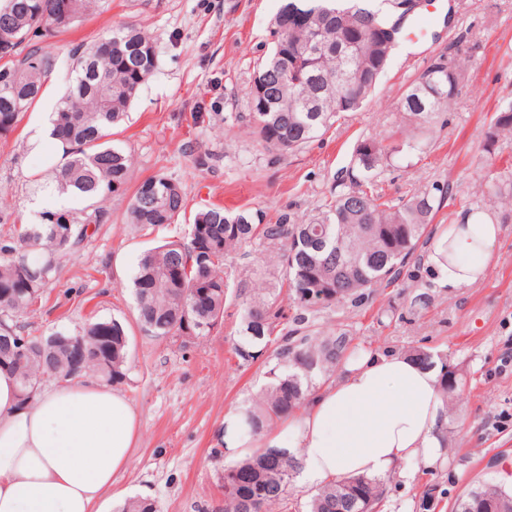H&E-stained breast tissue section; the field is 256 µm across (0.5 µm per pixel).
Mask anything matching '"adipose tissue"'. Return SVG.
Instances as JSON below:
<instances>
[{
  "mask_svg": "<svg viewBox=\"0 0 512 512\" xmlns=\"http://www.w3.org/2000/svg\"><path fill=\"white\" fill-rule=\"evenodd\" d=\"M501 229L459 213L428 254L437 287L487 275ZM444 405L437 369L397 354H367L320 386L291 422L290 449L304 480L399 475L416 458L434 463ZM140 440L137 413L91 375L40 383L22 400L13 369L0 366V512H112V483Z\"/></svg>",
  "mask_w": 512,
  "mask_h": 512,
  "instance_id": "ef3b65f1",
  "label": "adipose tissue"
}]
</instances>
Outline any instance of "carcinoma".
Wrapping results in <instances>:
<instances>
[{
  "label": "carcinoma",
  "instance_id": "cac0c4a2",
  "mask_svg": "<svg viewBox=\"0 0 512 512\" xmlns=\"http://www.w3.org/2000/svg\"><path fill=\"white\" fill-rule=\"evenodd\" d=\"M97 0H3L0 3V137L41 98L58 58L40 46L44 38L77 25ZM406 17L392 0H282L271 28L272 47L247 90L244 116L263 148L279 156L312 142L344 112H356L375 91L397 46ZM71 83L52 112L50 136L62 145L63 166L54 179L59 191L84 203L81 209L47 210L38 222L22 224L0 242V364L19 373L21 398L38 378H72L76 356L81 373L121 384L130 373L129 337L118 318L90 321L78 332L22 336L14 318L29 310L51 286L60 260L87 237L90 225L106 221L100 203L126 192L132 179L129 152L112 142V130L127 117L141 86L156 70L155 41L135 24L112 29L92 45L69 50ZM469 71L468 59L442 55L412 83L401 111L414 128L429 129L436 114L451 108ZM512 134V103L501 108L486 133L489 148L481 169L493 166L490 146ZM399 146L370 137L355 150L366 188L336 194L334 203L301 224H264L259 214L198 211L187 239L166 241L138 257L132 278L137 320L159 339H200L224 323L228 297L242 300L234 352L248 362L277 344L279 363L255 408L240 415L239 431L262 442L268 429L303 407L315 380L358 356L354 336L340 329L329 336L309 333L317 313L340 305L359 308L371 288L398 280L413 257L441 201L423 193L392 205L371 188L375 170ZM185 210L181 184L167 176L142 180L129 203V220L144 230L175 223ZM283 244L278 256L292 307L285 310L276 283L242 288L228 257L241 246ZM26 338V354L18 340ZM412 360L440 365L443 401L454 393L447 356L425 346L406 350ZM300 461L279 448H254L223 468L222 480L240 471L252 480L223 485L222 512H294L288 487ZM386 480L358 475L332 479L305 505V512H384ZM495 502L512 512V486L484 482L456 499L453 512H484Z\"/></svg>",
  "mask_w": 512,
  "mask_h": 512
}]
</instances>
